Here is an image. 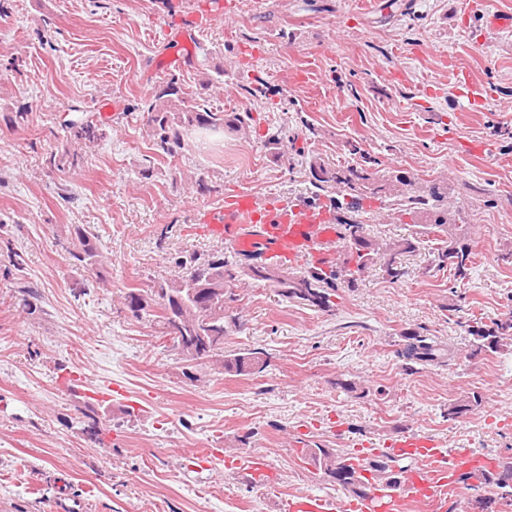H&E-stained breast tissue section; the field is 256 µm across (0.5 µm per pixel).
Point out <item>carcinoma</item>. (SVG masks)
<instances>
[{
  "label": "carcinoma",
  "mask_w": 512,
  "mask_h": 512,
  "mask_svg": "<svg viewBox=\"0 0 512 512\" xmlns=\"http://www.w3.org/2000/svg\"><path fill=\"white\" fill-rule=\"evenodd\" d=\"M144 108L150 116L154 150L165 157L179 154L184 148V133L190 127L240 131L249 120L246 112H215L203 100L188 101L178 79L173 76L153 88ZM65 132L66 140L89 144L107 137L106 123L91 116L66 123ZM46 162L58 170L75 169L82 164L81 156L65 146L50 153ZM308 170L311 183L320 190L334 189L340 193L346 199L345 209L350 213L361 211L363 200L380 193H398L399 186L405 184L399 175L380 177L365 168L333 165L317 156L309 160ZM399 206V216L407 215L413 223L424 225L427 233L442 237V246L437 249L438 265L448 266L458 279L466 278L470 262L468 247L459 240H448L453 209L448 203V193L435 185L419 193L409 190L403 194ZM340 224L350 255L347 260L327 269L313 267L302 271L267 261L256 264L254 260L258 256L242 253L228 256L222 251L192 253L175 261L181 274L161 284L153 301L131 292L127 295L128 308L137 318L151 316L157 319L164 329L170 322L179 321L186 348L182 353L184 361L196 366L215 365L226 374L258 376L269 366L262 351L248 350L217 358L207 354L208 348L224 344L229 327H241L240 317L229 313L231 304L237 301L231 286L247 279L263 281L284 300L328 311L334 306L335 288L342 284L351 286L355 275L364 272L379 258L384 259L383 271L390 281L398 282L407 276L401 257L417 250L418 239L378 240L366 234L364 225L353 217L340 219ZM75 234L78 248L70 254L79 265L90 269L98 262L97 250L91 242L93 233L78 227ZM469 334L473 337L471 355L495 352L504 341H512V316L475 327ZM400 355L409 367L414 364L425 366L443 359L446 349L420 335L411 334ZM309 458L338 485L358 496L371 491L372 480L390 487L399 483L394 474L393 459L365 458L355 465L321 447L310 449ZM506 480L512 481L511 465L501 472L486 474L471 489H500Z\"/></svg>",
  "instance_id": "carcinoma-1"
}]
</instances>
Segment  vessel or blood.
Wrapping results in <instances>:
<instances>
[{"mask_svg":"<svg viewBox=\"0 0 512 512\" xmlns=\"http://www.w3.org/2000/svg\"><path fill=\"white\" fill-rule=\"evenodd\" d=\"M198 222L204 233L237 251L291 266H328L336 259L341 236L332 214L320 204L283 203L271 195L245 191L233 192L223 205L200 209ZM385 452L414 462L397 487L378 484L367 496L340 500L302 495L283 502V512H403L413 502L440 512L457 476L481 473L488 463L486 457L470 450L452 451L437 440L414 433L390 442ZM232 467L258 485L272 484L275 479L270 465L258 456L236 458Z\"/></svg>","mask_w":512,"mask_h":512,"instance_id":"1","label":"vessel or blood"}]
</instances>
